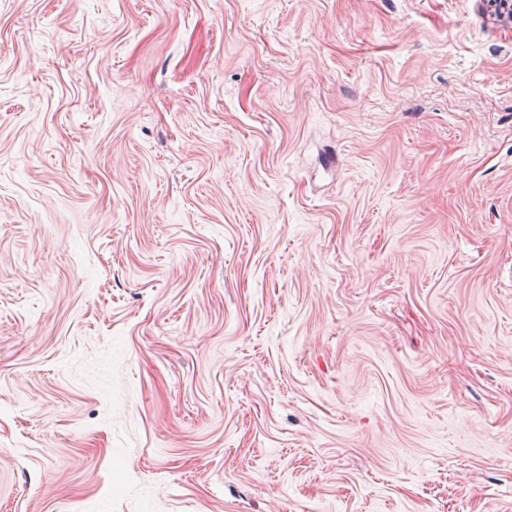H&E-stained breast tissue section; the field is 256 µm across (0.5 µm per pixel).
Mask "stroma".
<instances>
[{
  "label": "stroma",
  "mask_w": 512,
  "mask_h": 512,
  "mask_svg": "<svg viewBox=\"0 0 512 512\" xmlns=\"http://www.w3.org/2000/svg\"><path fill=\"white\" fill-rule=\"evenodd\" d=\"M0 512H512V21L0 0Z\"/></svg>",
  "instance_id": "1"
}]
</instances>
